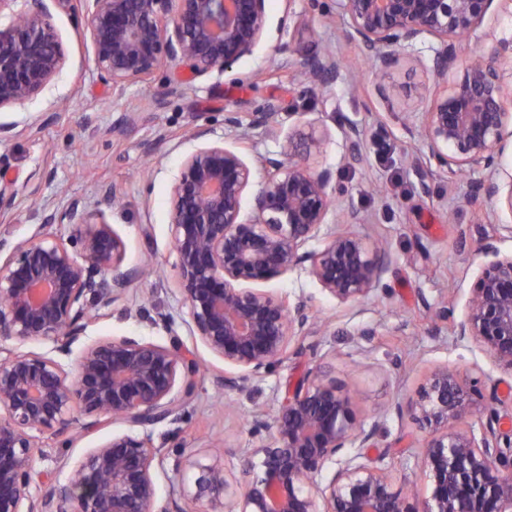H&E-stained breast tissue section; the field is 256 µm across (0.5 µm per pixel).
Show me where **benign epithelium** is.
<instances>
[{
  "instance_id": "7a95c632",
  "label": "benign epithelium",
  "mask_w": 512,
  "mask_h": 512,
  "mask_svg": "<svg viewBox=\"0 0 512 512\" xmlns=\"http://www.w3.org/2000/svg\"><path fill=\"white\" fill-rule=\"evenodd\" d=\"M494 0H336L348 36L380 69L398 65L400 53L423 38L435 39L430 69L446 82L459 65L458 45L484 24ZM0 110L40 96L66 65L63 40L47 0H0ZM87 27L77 36L90 44L96 69L112 87L145 82L168 65L193 76L231 69L253 54L267 25L266 0H76ZM313 85L335 82L339 60L329 53L302 54ZM281 106L253 114L251 126L272 132ZM424 148L440 167L481 172L468 203H499L512 218V173L500 161L512 147V84L490 62L469 63L460 78L423 113ZM190 128L196 142L174 179L171 237L177 287L190 336L221 358L224 388L242 391L262 378L290 349H302L315 329L307 299L290 300L248 284L309 264L321 288L341 303L368 296L392 264L388 249L359 234L327 227L334 207L333 172L311 171L304 157L319 153L316 131L288 137L281 157L260 159L261 184L251 214L243 200L253 168L241 151ZM347 163L359 161L361 133L343 132ZM11 182L0 186V212L15 207ZM41 230L0 258V340L50 345L53 355L0 347V512H153V463L163 464L167 438L133 431L112 436L74 465L75 477L47 495L31 488L43 473L39 435L64 434L80 411L91 418H120L144 430L178 420L192 397L196 358L182 351L170 319V345L122 336L85 342L100 308L120 299L143 276L124 265L125 245L104 214L72 199L62 212L44 207ZM66 224L68 237L52 231ZM319 247L307 249L312 242ZM458 247L482 258L471 297L455 324L475 341L491 366L512 376V253L495 239ZM80 346L74 350V346ZM496 390L483 396L459 370H434L413 403L426 431L421 466L429 496L411 505L394 487L384 457L368 462L349 454L376 434L358 419L350 392L309 372L278 403L272 420L256 410L251 432L268 441L241 461L244 482L231 488L224 463L191 464L198 470L183 496L205 502L208 512H512V430L501 427ZM474 418L478 425H469ZM333 468L323 481V471Z\"/></svg>"
}]
</instances>
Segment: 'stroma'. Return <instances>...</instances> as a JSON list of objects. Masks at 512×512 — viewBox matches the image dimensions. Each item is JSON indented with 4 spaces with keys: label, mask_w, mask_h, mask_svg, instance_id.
<instances>
[{
    "label": "stroma",
    "mask_w": 512,
    "mask_h": 512,
    "mask_svg": "<svg viewBox=\"0 0 512 512\" xmlns=\"http://www.w3.org/2000/svg\"><path fill=\"white\" fill-rule=\"evenodd\" d=\"M50 8L67 63L42 95L0 111L1 123L16 126L15 138L0 142V156L6 159L0 179L14 182L19 191L17 207L0 216V239L11 246L27 240L39 231L45 205L60 208L76 198L104 212L124 241L126 266L154 265L153 274L101 310L88 335L165 345L175 334L191 348L200 374L171 451L204 464L223 461L229 481L242 482L240 458L263 442L250 430L252 412L276 408L288 386L320 368L327 379L354 393L364 425L381 426L362 455H385L396 486L427 496L418 465L423 433L411 413H397V406L415 399L430 372L445 364L468 375L478 367L489 371L486 387L496 388L502 399L512 398V376L492 369L485 352L457 338L452 328L465 310L479 262L478 256L459 250V238L487 234L508 254L512 232L503 228L507 218L499 205L486 204L480 213L465 205L472 175L450 173L424 153L418 115L432 109L435 79L415 60L430 58L429 42L416 44L412 57L380 72L347 36L335 0H295L291 18L285 0H266V33L255 52L228 72L196 78L184 66H170L149 83L119 90L101 77L89 44L76 38L86 17L57 0ZM511 38L512 15L492 7L482 28L461 40L460 59L490 54ZM311 42L342 63L336 82L320 93L308 92L300 74V49ZM379 82L388 87L389 100L377 96ZM270 103L282 107L277 131L252 128L247 161L277 155L289 135L316 130L325 147L308 158V167L333 170L341 187L336 209L357 211L362 222L355 232L383 239L392 264L378 288L346 304L324 291L304 267L262 282V289L274 294L310 300L322 329L304 339L302 353L239 393L225 390L223 361L193 343L184 324L170 236L171 193L173 178L194 147L187 138L194 117L207 121L212 140L232 147L236 135L225 126V113H237L249 124L253 112ZM127 112L135 114L134 123L115 131ZM352 123L363 131L365 155L347 167L341 161L343 131ZM46 170L52 180L42 179ZM112 185L120 195L108 202L103 190ZM442 306L448 320L439 325L435 312ZM162 315L172 320V330L153 325V318ZM368 326L375 335H363ZM85 421L76 415L63 437L44 433V453L35 457V470L67 480L72 464L89 449L130 430L120 419L91 430Z\"/></svg>",
    "instance_id": "35a3bbf8"
}]
</instances>
